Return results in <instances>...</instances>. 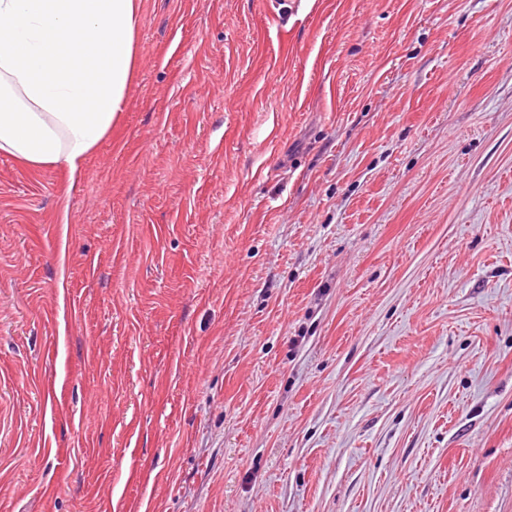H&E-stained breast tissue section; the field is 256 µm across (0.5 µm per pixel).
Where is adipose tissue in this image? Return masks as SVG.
Listing matches in <instances>:
<instances>
[{
  "instance_id": "adipose-tissue-1",
  "label": "adipose tissue",
  "mask_w": 512,
  "mask_h": 512,
  "mask_svg": "<svg viewBox=\"0 0 512 512\" xmlns=\"http://www.w3.org/2000/svg\"><path fill=\"white\" fill-rule=\"evenodd\" d=\"M140 0H0V154L77 174L124 110Z\"/></svg>"
}]
</instances>
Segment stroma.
I'll return each mask as SVG.
<instances>
[{
  "mask_svg": "<svg viewBox=\"0 0 512 512\" xmlns=\"http://www.w3.org/2000/svg\"><path fill=\"white\" fill-rule=\"evenodd\" d=\"M67 182L0 154V512H512V0H141Z\"/></svg>",
  "mask_w": 512,
  "mask_h": 512,
  "instance_id": "1",
  "label": "stroma"
}]
</instances>
